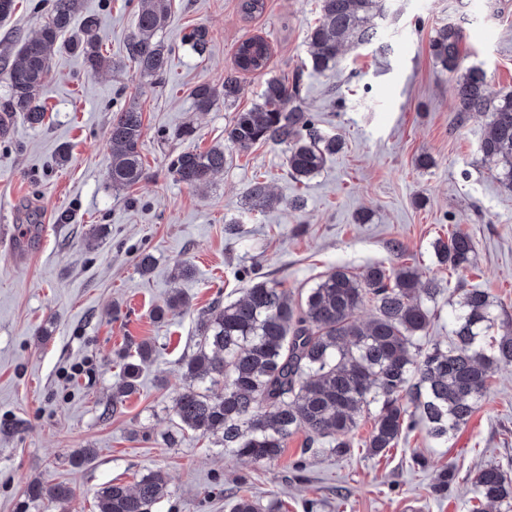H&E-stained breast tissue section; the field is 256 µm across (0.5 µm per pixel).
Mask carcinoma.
<instances>
[{
	"label": "carcinoma",
	"instance_id": "1",
	"mask_svg": "<svg viewBox=\"0 0 512 512\" xmlns=\"http://www.w3.org/2000/svg\"><path fill=\"white\" fill-rule=\"evenodd\" d=\"M78 0H54L51 19L17 49H7L4 59L16 55L8 72L9 96L0 104V137L9 134L17 116L34 127L43 125L45 112L40 92L49 80L50 59L61 35L70 27ZM136 30L127 43L129 59L138 72L160 78L170 66L171 49L157 39L168 18V0H139ZM319 18L308 32L313 73L336 66L339 46L346 40L372 42V23L384 15L383 0H318ZM463 30L448 24L436 31L429 50L436 66L454 78L458 112H483L488 132L481 139V161L498 170L502 186L512 190V91L492 92L485 71L468 62ZM191 50L201 56L208 48L207 34L195 29L187 35ZM87 68L97 71L104 63L100 52L98 19L87 16L80 38L73 42ZM271 55L267 40L259 35L243 40L235 53V71L224 84L208 83L192 90L194 107L209 112L219 102L237 100L242 86L236 72L261 71ZM305 71L293 81L270 78L261 101L235 114L224 127V140L239 150L257 143L282 146L290 174L299 181L318 175L329 159L343 148L342 140L323 132L315 118L296 101L301 97ZM143 113L134 105L112 113L108 133L109 178L112 187L128 189L144 175L141 146ZM226 164L224 149L185 151L171 163L180 183L197 187L210 182ZM252 207L266 209L273 197L258 179L248 187ZM439 262L454 270L473 261L476 243L456 231L436 244ZM442 292L438 280L424 283L412 266L388 269L375 264L356 275L346 267L327 271L304 293L293 295L278 284L262 281L246 296L224 303L216 300L198 316V341L182 358L189 386L172 406L177 441L189 430L201 437L214 435L217 445L252 463L278 460L288 437L307 435L313 453L326 443L332 451H350L349 435L364 413L373 414V429L366 442L371 455L395 447L402 435L417 428L439 445L466 425L488 390L489 372L496 362H512V327L486 336L494 322L489 295L479 288L458 285L451 307L452 339L449 345L424 342L433 312L429 303ZM373 303L375 316L362 324L355 311ZM155 347L137 346L136 358L123 363L121 383L112 392L113 411L137 390L142 367L152 361ZM222 387L220 394L213 388ZM458 465L442 469L434 492L443 495L454 482ZM479 504H499L512 512V476L500 465L479 467L472 478ZM72 485L59 482L49 499L59 512H69L75 498ZM167 495L160 474L150 472L134 488L109 483L96 495L97 512H151ZM230 512H279L278 502L264 504L241 496Z\"/></svg>",
	"mask_w": 512,
	"mask_h": 512
}]
</instances>
